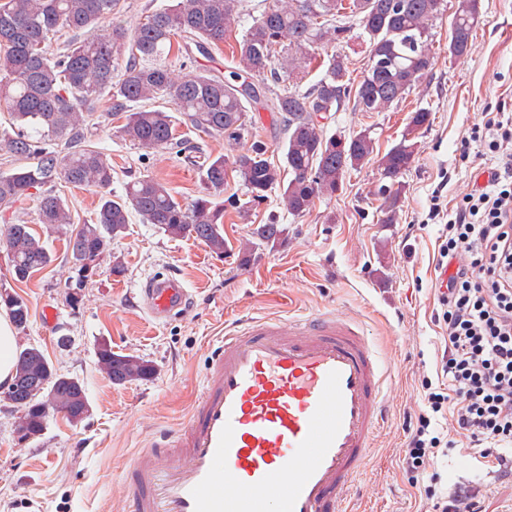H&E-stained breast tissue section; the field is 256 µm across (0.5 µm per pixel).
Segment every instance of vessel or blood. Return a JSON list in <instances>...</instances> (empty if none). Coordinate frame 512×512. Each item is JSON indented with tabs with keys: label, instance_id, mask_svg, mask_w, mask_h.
Segmentation results:
<instances>
[{
	"label": "vessel or blood",
	"instance_id": "1",
	"mask_svg": "<svg viewBox=\"0 0 512 512\" xmlns=\"http://www.w3.org/2000/svg\"><path fill=\"white\" fill-rule=\"evenodd\" d=\"M139 302L160 320L188 290L152 277ZM391 377L333 311L228 326L186 422L133 458L129 512H348Z\"/></svg>",
	"mask_w": 512,
	"mask_h": 512
}]
</instances>
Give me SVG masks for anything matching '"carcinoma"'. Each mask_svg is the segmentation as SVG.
Returning a JSON list of instances; mask_svg holds the SVG:
<instances>
[{"label": "carcinoma", "mask_w": 512, "mask_h": 512, "mask_svg": "<svg viewBox=\"0 0 512 512\" xmlns=\"http://www.w3.org/2000/svg\"><path fill=\"white\" fill-rule=\"evenodd\" d=\"M119 10L120 0H0V108L8 112L12 127L4 145L32 160L0 173V213L37 191L38 221L49 227L70 224L69 207L55 192L56 184L95 188L99 202L91 223L78 225L68 240L80 281L93 274L95 259L123 236L133 214L171 238L192 236L219 256L225 245L224 208L208 196L186 207L165 184L137 177L127 183L124 196L112 198V165L88 141L97 104L108 102L111 116L125 114L124 137L147 149L176 145L178 124L241 141L249 133L250 106L280 114L283 164L269 162L264 147L253 143L230 162L222 154L209 155L195 166L216 192L229 177L240 179L253 204L278 186L288 212L301 216L315 199L335 194L347 172L360 168L375 150L368 131L345 138L340 146L313 117L349 98L360 112H380L405 99L431 69V26L443 0H268L258 16L250 14L244 0H170L146 12L133 29L116 20ZM478 25V0H458L448 57L468 55ZM239 27L243 34L232 82L209 72L177 81L163 63L173 36L207 53ZM63 29L95 35L55 51L53 41ZM356 30L369 44V63L358 81L351 80L347 55L336 53L316 83L301 90L311 66L321 62V51L350 40ZM122 56L126 63L119 69L116 61ZM165 96L179 117L151 107ZM429 121L430 110L413 112L402 139L379 159L381 177L388 180L378 188L385 199L383 224L397 221L398 178L417 148L414 132ZM253 235L274 245L285 240L286 228L260 224ZM5 240L13 250L9 262L16 281L52 262L45 243L26 224L8 225ZM0 306L16 327L28 325L23 296L0 287ZM97 356L115 384L155 373L151 363L118 354L105 343ZM49 369L40 349L17 352L11 388L22 400L30 432L38 436L49 418L48 399L73 422L89 415L82 382L66 376L49 380Z\"/></svg>", "instance_id": "1"}]
</instances>
